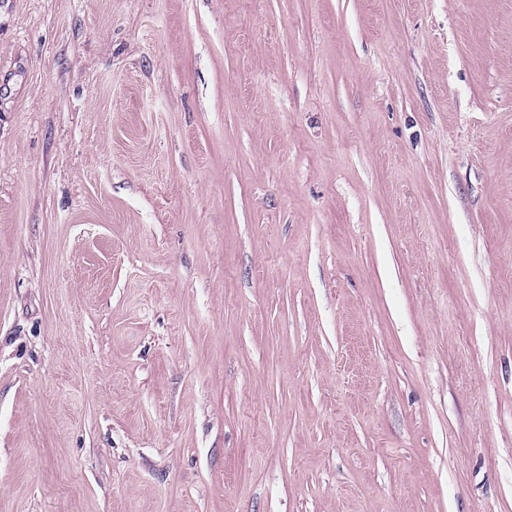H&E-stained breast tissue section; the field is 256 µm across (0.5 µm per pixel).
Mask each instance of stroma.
<instances>
[{
  "label": "stroma",
  "instance_id": "35a3bbf8",
  "mask_svg": "<svg viewBox=\"0 0 512 512\" xmlns=\"http://www.w3.org/2000/svg\"><path fill=\"white\" fill-rule=\"evenodd\" d=\"M0 512H512V0H0Z\"/></svg>",
  "mask_w": 512,
  "mask_h": 512
}]
</instances>
